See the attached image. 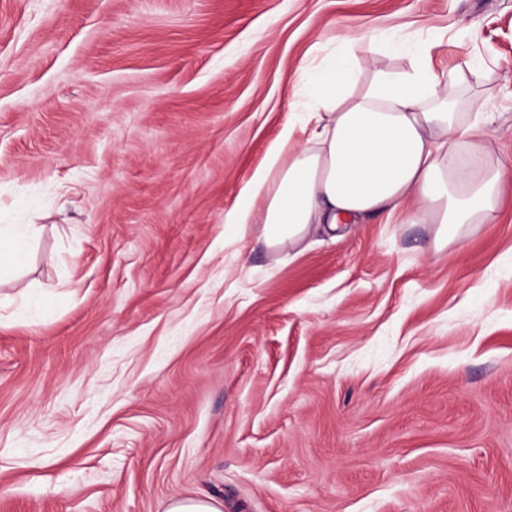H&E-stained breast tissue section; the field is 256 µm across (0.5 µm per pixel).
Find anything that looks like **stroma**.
Listing matches in <instances>:
<instances>
[{"label":"stroma","mask_w":512,"mask_h":512,"mask_svg":"<svg viewBox=\"0 0 512 512\" xmlns=\"http://www.w3.org/2000/svg\"><path fill=\"white\" fill-rule=\"evenodd\" d=\"M481 62L505 192L443 248L224 215L300 69ZM0 512H512V0H0ZM10 230H3L0 227V247L6 243L15 259L22 261L26 254L27 241L30 232L34 229L32 224H15ZM167 512H222L212 499L177 498L170 502Z\"/></svg>","instance_id":"stroma-1"}]
</instances>
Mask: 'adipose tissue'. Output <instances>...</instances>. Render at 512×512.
<instances>
[{
  "label": "adipose tissue",
  "instance_id": "adipose-tissue-1",
  "mask_svg": "<svg viewBox=\"0 0 512 512\" xmlns=\"http://www.w3.org/2000/svg\"><path fill=\"white\" fill-rule=\"evenodd\" d=\"M410 70H378L356 90L359 63L329 57L305 68L309 96L239 203L224 216L241 231L261 213L270 249L301 243L316 229L401 212L434 227L442 247L489 223L504 193V172L486 149L488 133L460 98L479 68L468 59L437 69L416 43Z\"/></svg>",
  "mask_w": 512,
  "mask_h": 512
}]
</instances>
